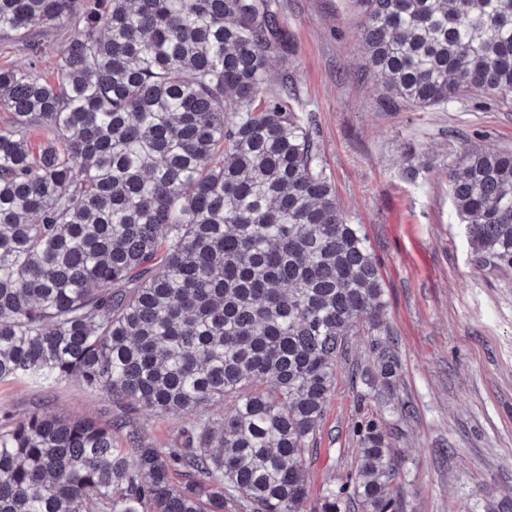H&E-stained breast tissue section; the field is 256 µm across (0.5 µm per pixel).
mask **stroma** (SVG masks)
Wrapping results in <instances>:
<instances>
[{
  "mask_svg": "<svg viewBox=\"0 0 512 512\" xmlns=\"http://www.w3.org/2000/svg\"><path fill=\"white\" fill-rule=\"evenodd\" d=\"M280 2L297 47L293 108L312 118L338 203L376 257L400 360L383 403L368 378L351 375L368 369L377 338L363 328L351 336L306 468L310 500L353 471L357 426L373 417L392 438L399 512H485L512 497V269L474 266L448 168L474 147L512 149V108L475 94L427 109L388 103L350 0ZM401 401L411 416L397 411ZM39 406L101 421L112 410L74 382L48 398L23 379L0 383V409Z\"/></svg>",
  "mask_w": 512,
  "mask_h": 512,
  "instance_id": "stroma-1",
  "label": "stroma"
}]
</instances>
